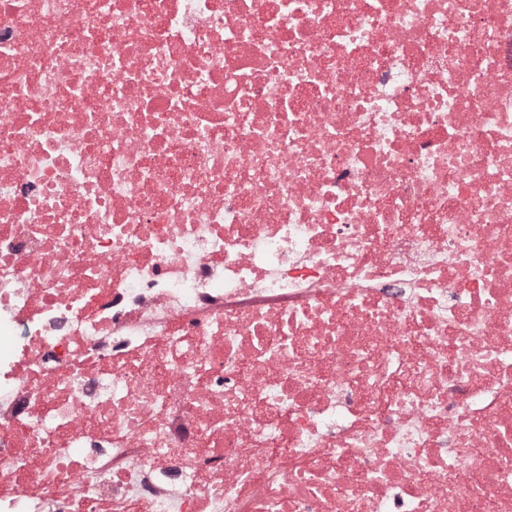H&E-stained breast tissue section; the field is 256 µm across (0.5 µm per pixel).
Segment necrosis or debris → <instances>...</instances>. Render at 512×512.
Instances as JSON below:
<instances>
[{"label": "necrosis or debris", "mask_w": 512, "mask_h": 512, "mask_svg": "<svg viewBox=\"0 0 512 512\" xmlns=\"http://www.w3.org/2000/svg\"><path fill=\"white\" fill-rule=\"evenodd\" d=\"M0 512H512V0H0Z\"/></svg>", "instance_id": "necrosis-or-debris-1"}]
</instances>
